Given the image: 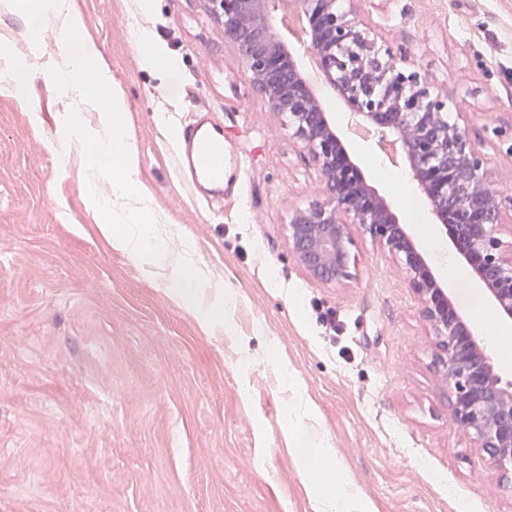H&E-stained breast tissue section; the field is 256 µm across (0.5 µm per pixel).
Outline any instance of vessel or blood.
<instances>
[{"label":"vessel or blood","instance_id":"1","mask_svg":"<svg viewBox=\"0 0 512 512\" xmlns=\"http://www.w3.org/2000/svg\"><path fill=\"white\" fill-rule=\"evenodd\" d=\"M175 146L179 173L198 196L223 193L225 171L241 164L225 155L224 124L219 120L181 126Z\"/></svg>","mask_w":512,"mask_h":512}]
</instances>
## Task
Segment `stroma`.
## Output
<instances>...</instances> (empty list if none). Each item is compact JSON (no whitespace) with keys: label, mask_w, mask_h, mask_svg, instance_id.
I'll list each match as a JSON object with an SVG mask.
<instances>
[{"label":"stroma","mask_w":512,"mask_h":512,"mask_svg":"<svg viewBox=\"0 0 512 512\" xmlns=\"http://www.w3.org/2000/svg\"><path fill=\"white\" fill-rule=\"evenodd\" d=\"M149 9H142V2ZM82 44L122 93L140 183L226 294L227 327L204 335L139 264L99 234L83 166H58L69 97L50 74L63 30L30 46L28 18L0 8L18 55L0 71V512H315L314 473L375 512H512V468L449 421L454 389L423 303L398 257L359 225L354 279L317 283L288 239L321 198L317 172L250 85L207 0H71ZM374 38L408 52L448 94L491 180L512 198V0H357ZM177 57L144 68L130 16ZM329 120L340 97L310 77ZM211 111L244 167L221 198H193L173 132ZM347 132V130H346ZM440 278L449 240L430 221L402 151L344 141ZM450 302L494 314L463 258ZM335 314L334 325L320 313ZM314 419L295 413L298 399ZM333 448L326 460L318 443ZM313 473V474H314Z\"/></svg>","instance_id":"stroma-1"}]
</instances>
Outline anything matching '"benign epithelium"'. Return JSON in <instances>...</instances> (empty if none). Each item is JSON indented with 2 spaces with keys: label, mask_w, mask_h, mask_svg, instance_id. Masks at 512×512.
I'll return each mask as SVG.
<instances>
[{
  "label": "benign epithelium",
  "mask_w": 512,
  "mask_h": 512,
  "mask_svg": "<svg viewBox=\"0 0 512 512\" xmlns=\"http://www.w3.org/2000/svg\"><path fill=\"white\" fill-rule=\"evenodd\" d=\"M209 3L224 40L238 48L250 84L282 116L325 189L324 198L289 220V241L299 263L318 281L349 279L352 224L397 255L438 337L455 390L453 423L473 432L496 465H511L512 382H502L488 357L477 353L475 322L450 306L447 289L404 225L347 155L319 96L301 76L297 53L275 32L277 13L289 4L305 17L308 50L328 85L347 111L377 133L396 136L436 223L487 287L494 313L512 320V252L505 253L498 236L505 206L466 128L448 120V94L409 67L405 51L370 38L367 23L339 0Z\"/></svg>",
  "instance_id": "benign-epithelium-1"
}]
</instances>
